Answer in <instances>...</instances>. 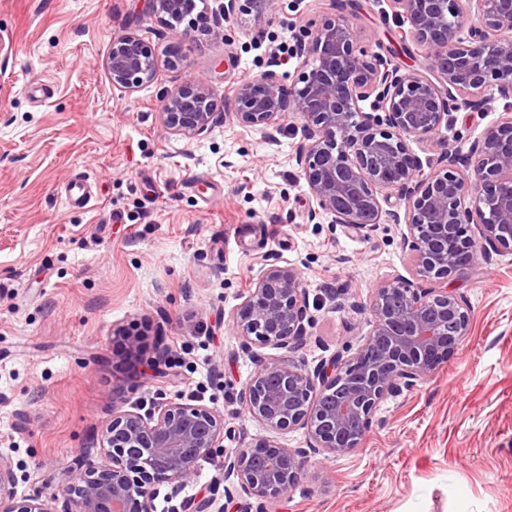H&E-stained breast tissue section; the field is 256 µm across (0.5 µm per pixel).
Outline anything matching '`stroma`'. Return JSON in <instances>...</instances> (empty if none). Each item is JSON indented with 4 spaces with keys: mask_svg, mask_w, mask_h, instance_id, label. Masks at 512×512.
<instances>
[{
    "mask_svg": "<svg viewBox=\"0 0 512 512\" xmlns=\"http://www.w3.org/2000/svg\"><path fill=\"white\" fill-rule=\"evenodd\" d=\"M343 6L359 47L404 71L430 67L388 0H272L229 45L164 26L146 0H0V455L18 495L42 491L62 512L76 457H96L113 411L193 395L223 413L225 448L272 436L308 451L301 482L269 507L225 480L219 460L202 462L182 494L211 500L206 512H512V253L450 281L470 307L465 339L429 379L381 403L356 451L310 452L305 430L271 435L243 403L255 366L231 316L264 269L298 268L313 317L305 345L265 354L309 368L355 352L382 281L427 285L391 220L405 200L383 202L368 234L310 220L300 117L268 137L231 118L226 76L296 75L299 31ZM130 31L159 70L128 94L105 59ZM180 37L184 56L169 64ZM196 77L225 120L195 138L166 132L163 94ZM499 117L450 113L412 149L425 161L468 150ZM78 175L92 186L87 209L64 204ZM160 342L169 373L144 374Z\"/></svg>",
    "mask_w": 512,
    "mask_h": 512,
    "instance_id": "obj_1",
    "label": "stroma"
}]
</instances>
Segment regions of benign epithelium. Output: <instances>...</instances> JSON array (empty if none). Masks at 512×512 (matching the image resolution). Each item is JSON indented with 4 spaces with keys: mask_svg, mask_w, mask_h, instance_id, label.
Listing matches in <instances>:
<instances>
[{
    "mask_svg": "<svg viewBox=\"0 0 512 512\" xmlns=\"http://www.w3.org/2000/svg\"><path fill=\"white\" fill-rule=\"evenodd\" d=\"M171 27L185 0H148ZM263 0H224L220 19L243 26ZM403 38L427 50L435 73L403 72L356 45L343 15L303 30L295 46L302 66L286 86L266 71L233 87V118L268 134L292 112L304 119L295 158L316 201L310 218L358 231L379 224L381 201L396 192L408 203L403 245L417 276L381 282L365 310L371 329L350 356L335 353L314 369L259 354L308 340V292L294 267L272 265L232 317L244 354L257 368L243 392L249 415L269 431H307L310 449L333 457L362 445L388 396L426 381L458 349L470 315L448 281L488 251L512 252V113L488 126L467 152L445 148L442 166L425 172L408 140H428L448 113L512 99V0H393ZM112 85L128 93L154 80L158 59L134 33L112 41L105 60ZM160 120L173 134L200 136L222 116L198 79L166 92ZM475 229L477 236L468 235ZM454 328L448 334V327ZM224 415L199 403L161 397L145 411L112 412L102 430L100 461L81 457L64 485L66 510L154 512L161 488L176 494L199 462L224 455V479L247 494L275 500L299 483L305 451L270 439L229 452ZM0 512H46V498L17 496L10 461L0 457Z\"/></svg>",
    "mask_w": 512,
    "mask_h": 512,
    "instance_id": "7a95c632",
    "label": "benign epithelium"
}]
</instances>
